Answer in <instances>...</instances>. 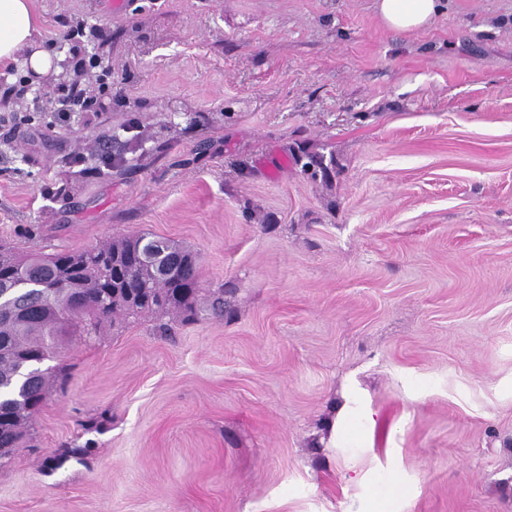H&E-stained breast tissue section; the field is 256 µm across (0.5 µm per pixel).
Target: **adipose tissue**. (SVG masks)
<instances>
[{"instance_id": "adipose-tissue-1", "label": "adipose tissue", "mask_w": 512, "mask_h": 512, "mask_svg": "<svg viewBox=\"0 0 512 512\" xmlns=\"http://www.w3.org/2000/svg\"><path fill=\"white\" fill-rule=\"evenodd\" d=\"M439 7V0H376L384 25L399 34L425 28ZM16 61L37 79L56 68L40 38L33 0H0V66Z\"/></svg>"}]
</instances>
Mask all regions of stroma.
Here are the masks:
<instances>
[{
    "mask_svg": "<svg viewBox=\"0 0 512 512\" xmlns=\"http://www.w3.org/2000/svg\"><path fill=\"white\" fill-rule=\"evenodd\" d=\"M34 11L57 69H0V241L165 239L224 314L70 337L0 512H382L388 472L391 512H512V0L408 34L374 0ZM63 20L112 71L67 124Z\"/></svg>",
    "mask_w": 512,
    "mask_h": 512,
    "instance_id": "stroma-1",
    "label": "stroma"
}]
</instances>
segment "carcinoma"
Here are the masks:
<instances>
[{"label":"carcinoma","mask_w":512,"mask_h":512,"mask_svg":"<svg viewBox=\"0 0 512 512\" xmlns=\"http://www.w3.org/2000/svg\"><path fill=\"white\" fill-rule=\"evenodd\" d=\"M143 237L84 250L23 254L0 244V452L24 447L32 414L60 366H44L71 336L99 333L107 321L149 314L193 318L200 310L196 258L165 240L166 272L140 260Z\"/></svg>","instance_id":"1"}]
</instances>
